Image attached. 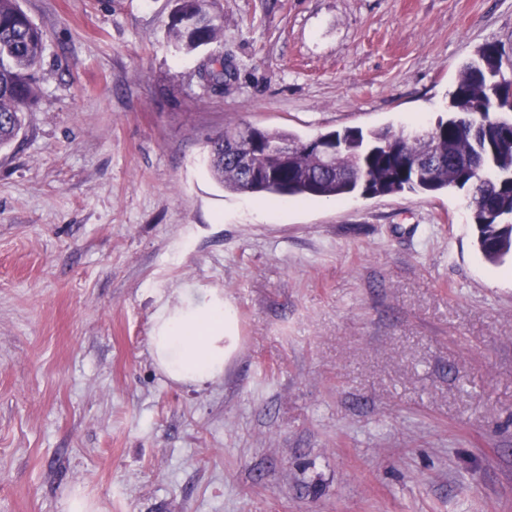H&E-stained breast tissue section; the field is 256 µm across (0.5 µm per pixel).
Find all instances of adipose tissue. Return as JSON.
I'll use <instances>...</instances> for the list:
<instances>
[{"label":"adipose tissue","mask_w":512,"mask_h":512,"mask_svg":"<svg viewBox=\"0 0 512 512\" xmlns=\"http://www.w3.org/2000/svg\"><path fill=\"white\" fill-rule=\"evenodd\" d=\"M225 341L224 296L216 289H181L178 303H161L153 317L151 354L174 382L203 385L222 378Z\"/></svg>","instance_id":"ef3b65f1"}]
</instances>
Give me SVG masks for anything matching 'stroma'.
I'll return each instance as SVG.
<instances>
[{"label":"stroma","instance_id":"obj_1","mask_svg":"<svg viewBox=\"0 0 512 512\" xmlns=\"http://www.w3.org/2000/svg\"><path fill=\"white\" fill-rule=\"evenodd\" d=\"M39 99L0 151V512H512V262L465 192L234 193L227 127L429 129L512 0H18ZM223 57V85L204 79ZM216 288L204 387L157 370V299ZM167 36L180 52L190 54L223 35V26L206 8L205 0H177Z\"/></svg>","mask_w":512,"mask_h":512}]
</instances>
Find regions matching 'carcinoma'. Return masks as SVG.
<instances>
[{"label":"carcinoma","mask_w":512,"mask_h":512,"mask_svg":"<svg viewBox=\"0 0 512 512\" xmlns=\"http://www.w3.org/2000/svg\"><path fill=\"white\" fill-rule=\"evenodd\" d=\"M16 2L0 0V150L17 139L24 125V110L37 100L33 73L45 50L43 31ZM222 35L223 26L206 8L205 0H178L167 25V36L178 51L193 53ZM509 114L512 47L488 43L461 67L448 112L432 129L427 178L416 177L410 162L420 136L402 130L338 131L336 138L345 146L327 167L303 147L298 136L262 129L259 134L267 144H295L297 149L288 166L280 169L271 155L255 157L258 166L275 168L277 175L269 182L253 183L235 159L238 144L229 140L233 130L226 129L209 141V171L227 191L271 196L342 197L359 190L372 196L465 190L470 194L479 248L489 262L496 264L512 255ZM479 164L488 183L477 198L471 185Z\"/></svg>","instance_id":"carcinoma-1"}]
</instances>
